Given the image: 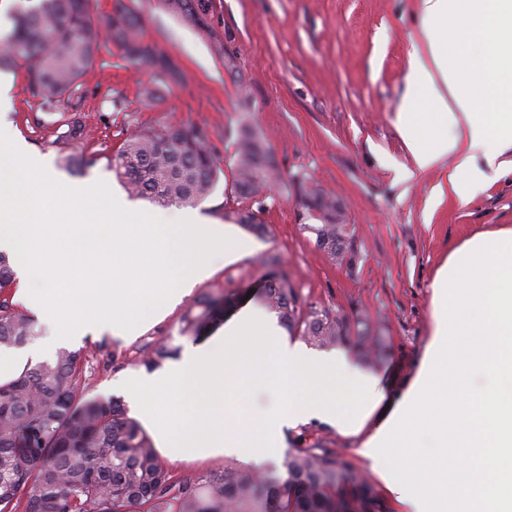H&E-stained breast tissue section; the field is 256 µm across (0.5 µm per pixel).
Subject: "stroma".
Segmentation results:
<instances>
[{"mask_svg":"<svg viewBox=\"0 0 512 512\" xmlns=\"http://www.w3.org/2000/svg\"><path fill=\"white\" fill-rule=\"evenodd\" d=\"M119 6L139 17L143 39L173 59L181 80L127 62L119 44L105 41L75 92L88 135L65 141L62 114L42 107L24 70L10 67L12 106L4 118L13 132L51 163L66 154L90 159L83 172L66 170L63 178L101 179L120 196L107 158L129 133L165 124L202 127L222 173L193 211L220 224L225 212L250 206L232 188L238 137L250 128L279 173L264 196L269 233L261 239L233 226L245 257L217 262L193 295L248 287L262 272L260 257L279 254L300 302L339 320L336 349L381 377L400 400L433 341L438 271L475 234L512 230V175L461 200L448 185L456 158L418 171L398 130L401 107L417 96L407 82L409 55L427 50L420 0H210L200 24L173 12L167 0H95V14L103 20ZM314 191L342 208L349 235L343 262H332L309 230L319 219L308 202ZM181 314L177 308L162 315L131 341L85 339L87 395L124 396L123 383L140 371L138 351L149 342L189 346L190 338L178 334ZM376 342L385 355L366 363ZM311 434L352 462L385 512H409L381 477L395 469L394 456L364 459L359 438L318 419L286 429L283 446Z\"/></svg>","mask_w":512,"mask_h":512,"instance_id":"stroma-1","label":"stroma"}]
</instances>
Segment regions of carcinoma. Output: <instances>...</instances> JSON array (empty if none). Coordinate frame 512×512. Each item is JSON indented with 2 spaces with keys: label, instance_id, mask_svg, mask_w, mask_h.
<instances>
[{
  "label": "carcinoma",
  "instance_id": "carcinoma-1",
  "mask_svg": "<svg viewBox=\"0 0 512 512\" xmlns=\"http://www.w3.org/2000/svg\"><path fill=\"white\" fill-rule=\"evenodd\" d=\"M171 9L197 23L209 0H170ZM93 0H38L15 17L0 37V65L25 70L27 85L42 105L71 96L99 52L101 23ZM109 36L132 63L163 64L167 57L141 37L130 11L107 21ZM63 136L81 139L78 114ZM126 192L162 206L198 203L213 190L221 168L207 133L195 126L164 125L129 135L107 158ZM275 174L264 142L248 130L239 136L236 193L256 211L226 213L262 238L259 200ZM322 223L308 229L316 246L334 262L344 261L347 225L339 223L336 200L310 197ZM261 283L250 297L208 293L198 296L179 319V335L194 339L224 320V310L248 299L274 311L289 332L325 346L341 336L332 313L313 304L301 307L280 257L260 258ZM14 273L0 253V347H22L41 328L13 302ZM179 348L164 340L145 345L140 364L161 368ZM82 350H59L50 361L29 365L0 384V512H380L377 491L323 438L290 448L281 466L264 470L234 460L218 472L187 477L174 473L158 455L141 423L119 397L85 396L80 388Z\"/></svg>",
  "mask_w": 512,
  "mask_h": 512
}]
</instances>
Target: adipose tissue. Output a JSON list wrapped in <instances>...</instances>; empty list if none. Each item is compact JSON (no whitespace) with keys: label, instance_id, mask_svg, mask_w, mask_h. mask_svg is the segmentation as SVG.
<instances>
[{"label":"adipose tissue","instance_id":"obj_1","mask_svg":"<svg viewBox=\"0 0 512 512\" xmlns=\"http://www.w3.org/2000/svg\"><path fill=\"white\" fill-rule=\"evenodd\" d=\"M430 55L412 52L417 98L400 132L418 169L447 154L461 199L484 189V170L512 173V0H421ZM483 157L486 167L473 168ZM434 350L416 383L381 421V380L341 351L285 341L272 317L244 311L160 371L126 382L135 415L172 463L235 456L266 461L284 428L318 418L361 436L378 459L407 450L386 481L412 512H512V231L479 233L434 281ZM276 407L250 410L253 392ZM457 449L447 469L422 430Z\"/></svg>","mask_w":512,"mask_h":512}]
</instances>
